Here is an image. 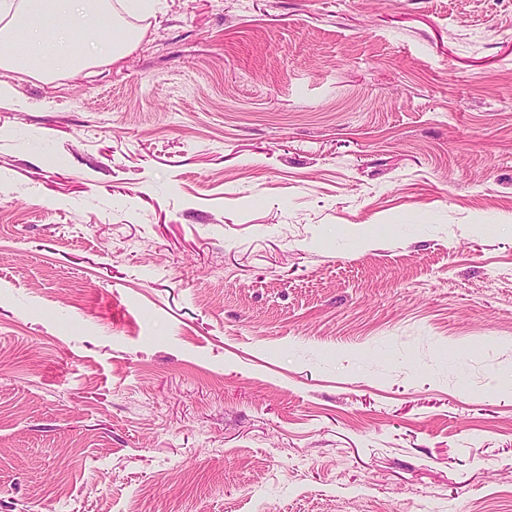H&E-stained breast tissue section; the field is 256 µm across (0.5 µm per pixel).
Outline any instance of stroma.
Here are the masks:
<instances>
[{"instance_id": "obj_1", "label": "stroma", "mask_w": 512, "mask_h": 512, "mask_svg": "<svg viewBox=\"0 0 512 512\" xmlns=\"http://www.w3.org/2000/svg\"><path fill=\"white\" fill-rule=\"evenodd\" d=\"M0 70V512H512V0H155Z\"/></svg>"}]
</instances>
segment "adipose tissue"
<instances>
[{
  "label": "adipose tissue",
  "mask_w": 512,
  "mask_h": 512,
  "mask_svg": "<svg viewBox=\"0 0 512 512\" xmlns=\"http://www.w3.org/2000/svg\"><path fill=\"white\" fill-rule=\"evenodd\" d=\"M150 8L149 0H0V68L51 75L116 62L142 37L126 16ZM77 29L98 30L102 38L92 49L75 50L70 36Z\"/></svg>",
  "instance_id": "ef3b65f1"
}]
</instances>
